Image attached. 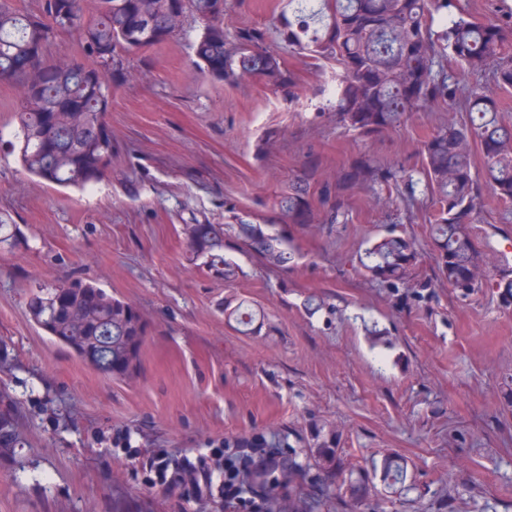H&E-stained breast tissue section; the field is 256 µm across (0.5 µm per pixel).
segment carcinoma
Segmentation results:
<instances>
[{
    "instance_id": "obj_1",
    "label": "carcinoma",
    "mask_w": 512,
    "mask_h": 512,
    "mask_svg": "<svg viewBox=\"0 0 512 512\" xmlns=\"http://www.w3.org/2000/svg\"><path fill=\"white\" fill-rule=\"evenodd\" d=\"M226 0H44L42 11L26 14L13 0H0V83L22 93L16 112L19 157L23 170L54 185L88 188L111 171L112 129L108 123L112 86L126 77V55L163 45L182 30L188 15L202 23L195 54L203 76L233 84L256 77L271 87L296 86V77L276 55L264 50L266 30L225 26ZM312 12L297 11L278 29L290 46L315 60H334L341 68L334 112L336 123L372 138L396 127L431 103L446 102L467 120L424 141L421 177L398 171L384 180L390 190L414 198L417 188L432 196L435 214L432 243L438 268L448 286L473 293L483 286L512 299V270L486 281L483 255L470 232L483 191L512 204V124L495 94L474 89L454 102L452 67L490 72L501 91L512 89V22L475 21L459 0H317ZM67 36L76 49L50 53ZM478 145L481 172L474 171ZM318 165L310 159L304 172L279 201V218L290 224H313L317 211L310 196ZM379 173L373 161L359 157L336 175L334 191L323 204L330 222L345 214L348 198L374 188ZM189 250L223 265L224 278L235 276L234 264L218 254L224 235L233 234L247 249L275 265L292 258V245L279 224H186ZM360 264L371 279L393 288L410 287L409 275L419 261L414 244L392 234L366 241ZM31 318L101 374L126 378L140 367V350L150 328L135 306L82 279H71L29 302ZM226 320L242 332L252 330L254 309L246 302L224 304ZM13 398L0 393V433L20 425ZM226 448H286L288 462L277 459L253 470L246 484L273 499L288 488V512H314L294 477L310 478L326 499L349 498L353 509L367 500L373 482L365 469L334 467L338 436L315 425L307 431L267 428L235 439ZM389 486L406 479L407 466L389 456L381 467Z\"/></svg>"
}]
</instances>
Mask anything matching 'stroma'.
<instances>
[{
    "instance_id": "35a3bbf8",
    "label": "stroma",
    "mask_w": 512,
    "mask_h": 512,
    "mask_svg": "<svg viewBox=\"0 0 512 512\" xmlns=\"http://www.w3.org/2000/svg\"><path fill=\"white\" fill-rule=\"evenodd\" d=\"M228 29L269 30L267 49L297 76L294 89L255 79L202 77L187 18L166 44L128 55L112 92V175L80 191L46 185L18 162L16 86L0 84V391L18 403L24 445L0 460V512H244L219 492L185 501L144 483L116 444L148 458L158 448L196 459L255 430L325 424L344 466L396 454L404 484L377 483L375 512H512V308L492 288L466 295L442 280L433 256L431 198L408 205L367 190L338 223L287 225L295 254L276 267L225 240V280L187 247L183 225L230 214L274 220L306 157L317 190L368 156L380 171L420 165L430 134L464 113L432 105L384 134L361 138L333 116L335 63L316 68L274 30L288 0H228ZM471 231L493 276L512 261V206L484 195ZM411 239L414 289L361 275L357 252L387 233ZM82 278L135 305L155 328L141 368L113 379L62 350L29 315L41 289ZM328 309L309 313L311 296ZM248 301L265 328L245 335L224 301Z\"/></svg>"
}]
</instances>
